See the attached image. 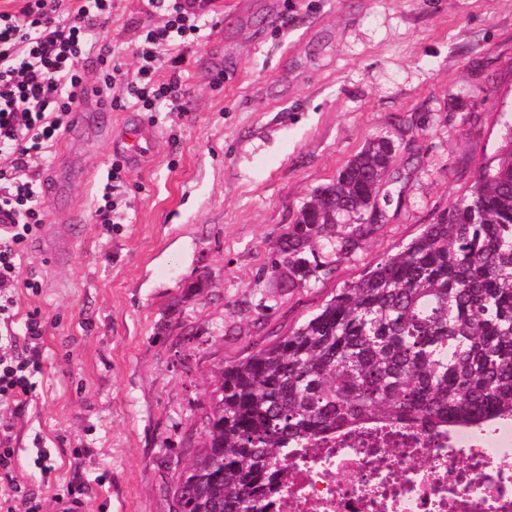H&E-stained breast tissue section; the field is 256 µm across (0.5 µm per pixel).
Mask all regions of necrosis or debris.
<instances>
[{
  "label": "necrosis or debris",
  "instance_id": "1",
  "mask_svg": "<svg viewBox=\"0 0 512 512\" xmlns=\"http://www.w3.org/2000/svg\"><path fill=\"white\" fill-rule=\"evenodd\" d=\"M275 512H512V420L437 436L367 426L290 460Z\"/></svg>",
  "mask_w": 512,
  "mask_h": 512
}]
</instances>
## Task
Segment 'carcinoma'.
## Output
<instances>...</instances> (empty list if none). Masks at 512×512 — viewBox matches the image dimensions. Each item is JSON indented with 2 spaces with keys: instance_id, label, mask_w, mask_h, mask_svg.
<instances>
[{
  "instance_id": "carcinoma-1",
  "label": "carcinoma",
  "mask_w": 512,
  "mask_h": 512,
  "mask_svg": "<svg viewBox=\"0 0 512 512\" xmlns=\"http://www.w3.org/2000/svg\"><path fill=\"white\" fill-rule=\"evenodd\" d=\"M398 146L369 139L305 202L271 271L298 288L383 222ZM512 419V126L465 193L299 327L216 372L205 440L179 476L182 512H273L288 452L366 423Z\"/></svg>"
}]
</instances>
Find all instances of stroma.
Masks as SVG:
<instances>
[{"label": "stroma", "instance_id": "obj_1", "mask_svg": "<svg viewBox=\"0 0 512 512\" xmlns=\"http://www.w3.org/2000/svg\"><path fill=\"white\" fill-rule=\"evenodd\" d=\"M217 25L187 53L183 116L143 113L154 157L127 170L112 229L99 188L123 111L59 146L78 161L46 223L86 217L69 261L28 246L20 313L39 310L42 368L12 418L14 474L59 512L84 484L88 512H178L177 478L203 440L212 372L297 328L369 266L395 254L471 185L512 124V0H211ZM144 0H114L94 36L136 74ZM402 145L378 229L336 271L288 287L270 264L316 187L367 139ZM56 468L42 480L31 440Z\"/></svg>", "mask_w": 512, "mask_h": 512}]
</instances>
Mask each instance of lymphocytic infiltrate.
<instances>
[{"instance_id": "lymphocytic-infiltrate-1", "label": "lymphocytic infiltrate", "mask_w": 512, "mask_h": 512, "mask_svg": "<svg viewBox=\"0 0 512 512\" xmlns=\"http://www.w3.org/2000/svg\"><path fill=\"white\" fill-rule=\"evenodd\" d=\"M161 25L144 28L134 80L110 50L98 46L92 31L112 18V0H24L16 11L0 10V401L22 410L36 389L43 339L39 311L18 315L19 289L38 292L35 277H21L29 241L38 233L42 171L54 160L53 148L73 123L86 86L99 104L120 110L185 112L189 88L181 73L168 82L154 80L158 63L185 59L190 38L213 24L190 0H147ZM96 59L100 72L88 83L85 66ZM123 83V96L112 89ZM13 422L0 418V512H40L37 496L14 476Z\"/></svg>"}]
</instances>
